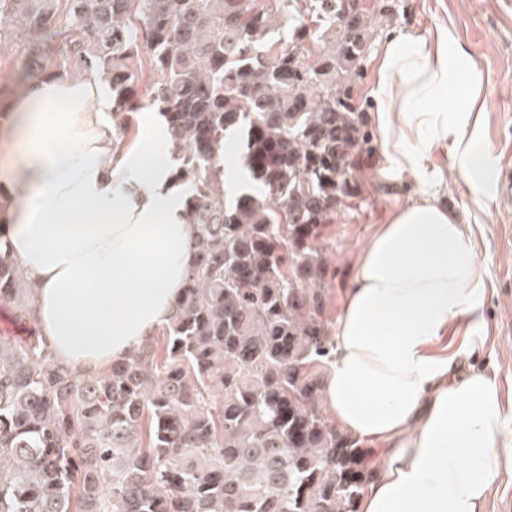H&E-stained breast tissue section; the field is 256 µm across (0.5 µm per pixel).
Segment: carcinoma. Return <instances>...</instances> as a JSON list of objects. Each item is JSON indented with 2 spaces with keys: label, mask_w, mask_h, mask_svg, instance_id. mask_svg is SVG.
Returning a JSON list of instances; mask_svg holds the SVG:
<instances>
[{
  "label": "carcinoma",
  "mask_w": 512,
  "mask_h": 512,
  "mask_svg": "<svg viewBox=\"0 0 512 512\" xmlns=\"http://www.w3.org/2000/svg\"><path fill=\"white\" fill-rule=\"evenodd\" d=\"M58 0H0V42ZM68 0L72 60L112 113L164 116L196 226L160 332L79 378L36 332L0 341V512H358L366 451L322 412V244L375 151L352 102L385 10L342 0ZM151 63L146 104L140 56ZM45 69L30 54L18 81ZM239 141L246 191L224 192ZM0 225V305L32 319Z\"/></svg>",
  "instance_id": "cac0c4a2"
}]
</instances>
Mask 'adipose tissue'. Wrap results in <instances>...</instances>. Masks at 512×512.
<instances>
[{"label": "adipose tissue", "instance_id": "adipose-tissue-1", "mask_svg": "<svg viewBox=\"0 0 512 512\" xmlns=\"http://www.w3.org/2000/svg\"><path fill=\"white\" fill-rule=\"evenodd\" d=\"M469 98L450 109L458 88ZM391 180L415 197L378 225L352 267L321 402L341 432L384 459L360 512H485L512 435L495 382L446 336L480 326L482 269L463 220L438 201L433 158L454 148L462 180H491L488 150L465 132L482 111L469 59L447 28L391 33L366 89ZM0 126V223L41 336L85 377L125 359L162 328L193 262L194 225L172 175L168 126L147 112L133 145L112 124V96L92 70L30 81Z\"/></svg>", "mask_w": 512, "mask_h": 512}]
</instances>
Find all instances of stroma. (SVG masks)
Wrapping results in <instances>:
<instances>
[{
  "instance_id": "stroma-1",
  "label": "stroma",
  "mask_w": 512,
  "mask_h": 512,
  "mask_svg": "<svg viewBox=\"0 0 512 512\" xmlns=\"http://www.w3.org/2000/svg\"><path fill=\"white\" fill-rule=\"evenodd\" d=\"M368 7H388L391 22L373 34L381 46L388 32L401 30L428 37L434 27L447 26L453 40L468 54L484 103L470 131L492 155L495 168L512 167V0H366ZM29 48L27 39L0 47V124L9 119L5 104L19 94L15 81ZM446 182L441 199L463 218L483 270L482 328L471 339L469 364L492 378L508 412L512 432V200H501L494 187L475 193L459 178L454 154L436 158ZM364 196L348 202L337 224L327 231L328 277L323 320L334 328L341 298L351 285L350 266L359 249L387 214L413 192L409 182L384 180L376 159L358 171Z\"/></svg>"
}]
</instances>
